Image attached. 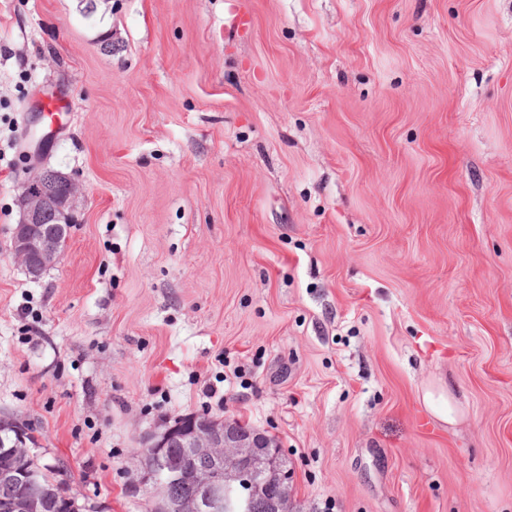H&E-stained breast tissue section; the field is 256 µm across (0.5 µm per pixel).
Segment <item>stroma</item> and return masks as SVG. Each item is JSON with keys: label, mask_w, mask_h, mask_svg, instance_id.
Masks as SVG:
<instances>
[{"label": "stroma", "mask_w": 512, "mask_h": 512, "mask_svg": "<svg viewBox=\"0 0 512 512\" xmlns=\"http://www.w3.org/2000/svg\"><path fill=\"white\" fill-rule=\"evenodd\" d=\"M97 4L0 0V411L88 512L186 414L272 436L290 512H512V0ZM41 164L84 194L33 282ZM68 107V98L65 95L53 97L46 105L45 112L42 113V119L48 124L49 131L45 137H49L54 130V126L62 123V116ZM48 175L45 167H39L26 176L20 202L21 219L13 236L12 256L25 274L33 279L59 261L62 253L54 249L51 239L64 234L69 237L72 227L70 214L81 195L78 180L67 176L66 191L55 196L44 185ZM50 208L60 211V223L57 224L59 214L50 211L43 224V216ZM33 259H37L39 264L33 265ZM423 400L429 409L444 422L452 419L453 407L448 394L445 392L427 391L423 396Z\"/></svg>", "instance_id": "obj_1"}]
</instances>
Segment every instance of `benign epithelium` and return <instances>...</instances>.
<instances>
[{"instance_id":"7a95c632","label":"benign epithelium","mask_w":512,"mask_h":512,"mask_svg":"<svg viewBox=\"0 0 512 512\" xmlns=\"http://www.w3.org/2000/svg\"><path fill=\"white\" fill-rule=\"evenodd\" d=\"M48 173L39 167L28 173L21 194V219L13 236L12 256L25 274L36 278L54 266L61 253L53 247L52 238L70 235V214L81 195L78 180L69 176L67 189L54 195L45 187ZM61 213L58 224L43 223L49 209ZM39 264H32V260ZM177 442L186 449L184 457L173 461L169 473L176 479L189 468L197 493L188 498L173 499L165 494L161 473L145 467L143 481L152 490V512H253L259 503L266 512H287L290 472L277 469L272 462L280 456V448L265 434L249 429L238 421H206L193 415L186 423L166 425L149 434L143 447L159 458L164 449ZM30 454L24 432L16 428L13 435L0 437V483L11 484L19 477L36 479L33 473L21 474L10 461ZM278 493L269 495L271 483Z\"/></svg>"}]
</instances>
